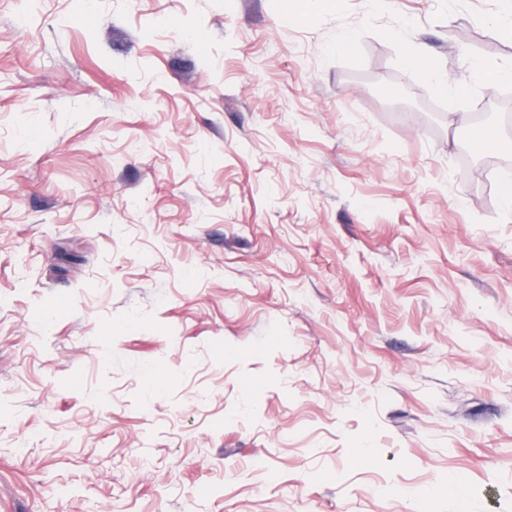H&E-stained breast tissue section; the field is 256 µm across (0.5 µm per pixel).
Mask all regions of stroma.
I'll return each mask as SVG.
<instances>
[{
  "instance_id": "1",
  "label": "stroma",
  "mask_w": 512,
  "mask_h": 512,
  "mask_svg": "<svg viewBox=\"0 0 512 512\" xmlns=\"http://www.w3.org/2000/svg\"><path fill=\"white\" fill-rule=\"evenodd\" d=\"M282 9L0 0V512H512V0ZM480 115L475 119V123L470 125L465 133V140L467 145L468 140H471V132L474 129H477L478 131H485L491 135L496 136L498 139H501L509 133V127L505 124H503L499 119H492L487 115H484V113H479Z\"/></svg>"
}]
</instances>
